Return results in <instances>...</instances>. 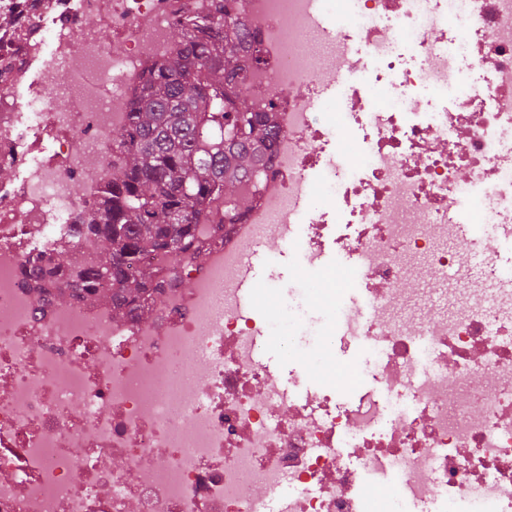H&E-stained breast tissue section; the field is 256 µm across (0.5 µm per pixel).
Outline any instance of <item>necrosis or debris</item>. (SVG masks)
<instances>
[{
	"instance_id": "1",
	"label": "necrosis or debris",
	"mask_w": 512,
	"mask_h": 512,
	"mask_svg": "<svg viewBox=\"0 0 512 512\" xmlns=\"http://www.w3.org/2000/svg\"><path fill=\"white\" fill-rule=\"evenodd\" d=\"M324 2L318 21L314 0H237L260 49L247 97L266 103L277 78L272 152L199 258L146 256L154 285L120 316L38 293L21 271L74 244L132 94L200 0H40L0 37V169L17 174L0 182V512H265L261 490L286 479L279 512H386L362 484L394 475L397 512H512V291L489 287V266L463 311L407 319L397 289L478 256L457 224L479 199L512 238V167L499 155L512 131V0ZM306 34L334 65L365 40L342 122L315 115L327 82ZM63 69L60 99L41 97ZM344 134L362 166L334 157ZM283 232L307 269L335 251L353 258L368 317L349 335L379 347L383 396L343 406L323 383L294 397L257 360L255 339L275 327L264 308L237 307L238 257ZM286 310L295 364L308 337L335 342V321L294 298ZM392 398L405 407L388 423Z\"/></svg>"
}]
</instances>
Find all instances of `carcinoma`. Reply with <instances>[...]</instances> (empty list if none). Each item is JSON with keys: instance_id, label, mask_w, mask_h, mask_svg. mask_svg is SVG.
I'll list each match as a JSON object with an SVG mask.
<instances>
[{"instance_id": "cac0c4a2", "label": "carcinoma", "mask_w": 512, "mask_h": 512, "mask_svg": "<svg viewBox=\"0 0 512 512\" xmlns=\"http://www.w3.org/2000/svg\"><path fill=\"white\" fill-rule=\"evenodd\" d=\"M30 2L0 9V32L12 29ZM204 2L203 11L173 28L170 55L153 64L131 98L99 195L78 218L79 244L33 261L24 271L33 287L51 288L65 275L70 286L55 299L78 290L121 313L153 279L144 255L198 257L210 203L224 201L231 218L241 205L226 189L259 180L277 122L273 103L258 112L238 91L247 57L259 60L256 40L234 12L235 0ZM104 281L112 293L100 292Z\"/></svg>"}]
</instances>
